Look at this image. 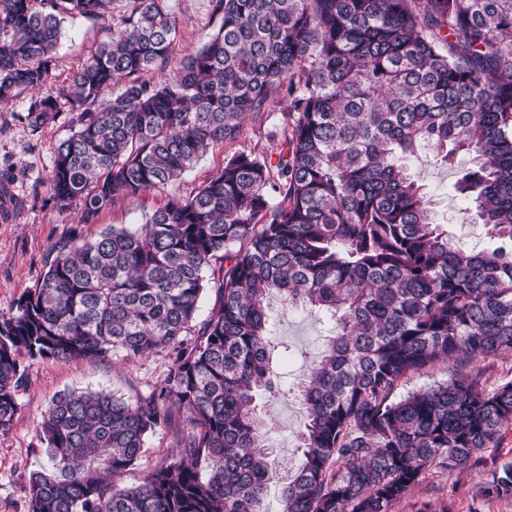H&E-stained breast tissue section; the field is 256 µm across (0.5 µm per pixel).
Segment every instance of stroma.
<instances>
[{"label":"stroma","mask_w":512,"mask_h":512,"mask_svg":"<svg viewBox=\"0 0 512 512\" xmlns=\"http://www.w3.org/2000/svg\"><path fill=\"white\" fill-rule=\"evenodd\" d=\"M209 3L210 0H168L178 22L176 39L165 70L145 72L144 80L155 82L162 72L176 71L214 33L219 20L212 15ZM108 26V21L81 16L67 20L53 58L55 89L65 87L70 76L89 61L98 45L107 39ZM41 97V92L26 90L0 104V172H11L13 193L20 202L12 219L0 222V312L9 311L27 291L41 283L54 257L53 249L60 243L77 235L94 236L115 224L136 228L169 198L194 195L223 167L225 158L239 151L269 152L268 132L272 127L286 126L290 105L286 90L275 92L270 98L268 117L248 119L239 139L210 146L165 190L117 199L86 224L81 206L61 209L54 205L49 181L54 149L71 135L76 115L63 112L53 123L33 128L27 109ZM476 164L474 156L461 153L445 167L431 154L422 153L409 159L407 167L428 191L434 222L445 225L450 240L479 251L492 247L493 241L485 226L476 223L472 204L456 189L460 174ZM270 315L275 328L271 338L272 365L281 392L259 398L258 404L262 416L270 422L273 469L282 476L298 460V435L305 421L294 387L307 375L311 359L321 351L323 332L308 310L285 306L275 298L270 301ZM171 359L170 351L162 350L132 360L116 357L109 362L93 358L26 361L27 381L19 392L21 410L10 429L0 432V512H29V476L49 463L40 431L43 415L54 397L86 388H104L127 397L145 393L163 378ZM187 429L186 422L179 419L173 426L150 435L138 465L118 476V483L138 484L148 471L172 455L178 433ZM510 463L512 426L503 428L497 446L487 449L481 463L473 468L427 471L392 512H415L416 503L421 501L447 507L448 512H512V498L486 500L478 494L481 485Z\"/></svg>","instance_id":"obj_1"}]
</instances>
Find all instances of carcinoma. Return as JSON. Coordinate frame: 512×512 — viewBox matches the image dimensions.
I'll use <instances>...</instances> for the list:
<instances>
[{"instance_id": "obj_1", "label": "carcinoma", "mask_w": 512, "mask_h": 512, "mask_svg": "<svg viewBox=\"0 0 512 512\" xmlns=\"http://www.w3.org/2000/svg\"><path fill=\"white\" fill-rule=\"evenodd\" d=\"M112 0H0V101L52 80L67 18ZM218 30L159 82L177 21L165 0H125L110 35L32 126L64 107L52 196L85 220L163 190L212 144L239 138L281 86L291 123L277 161L246 151L134 230L55 248L40 285L0 313V430L20 411L24 360L108 361L172 349L147 393L65 392L41 425L50 466L31 512H266L273 479L257 392L272 391L268 301L330 324L299 386V462L281 512H392L432 468L465 469L512 424V380L480 361L512 356V0H211ZM475 155L460 193L497 240L448 242L405 160ZM212 289L216 306L197 320ZM448 380L396 395L409 373ZM184 419L169 461L131 487L147 438ZM512 497V465L480 489ZM480 365L485 370L486 386L492 387L512 379V357H494L482 361Z\"/></svg>"}]
</instances>
